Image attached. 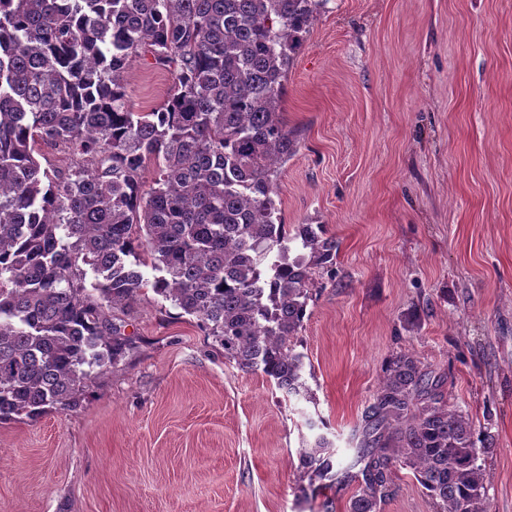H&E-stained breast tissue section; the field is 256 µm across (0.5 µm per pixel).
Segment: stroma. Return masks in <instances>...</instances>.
I'll use <instances>...</instances> for the list:
<instances>
[{"label":"stroma","mask_w":512,"mask_h":512,"mask_svg":"<svg viewBox=\"0 0 512 512\" xmlns=\"http://www.w3.org/2000/svg\"><path fill=\"white\" fill-rule=\"evenodd\" d=\"M132 111L169 68L133 59ZM297 141L274 199L339 248L297 337L310 398L224 358L196 317L144 289L114 316L130 344L80 407L0 423V512H347L360 478L306 489L301 455L337 453L411 353L494 435L490 512H512V0H329L294 55ZM381 512H437L393 468Z\"/></svg>","instance_id":"stroma-1"}]
</instances>
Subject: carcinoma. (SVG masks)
Segmentation results:
<instances>
[{"label":"carcinoma","mask_w":512,"mask_h":512,"mask_svg":"<svg viewBox=\"0 0 512 512\" xmlns=\"http://www.w3.org/2000/svg\"><path fill=\"white\" fill-rule=\"evenodd\" d=\"M328 2L0 0V422L77 407L126 350L112 311L147 285L241 371L308 396L295 339L336 239L320 224L288 234L273 194L295 144L279 112L288 66ZM145 56L175 86L134 112L123 74ZM39 141L72 168L43 169ZM445 380L408 353L388 360L344 471L364 481L349 512H380L397 464L437 512H486L478 460L494 438L448 406ZM333 457L317 436L304 475L335 478Z\"/></svg>","instance_id":"carcinoma-1"}]
</instances>
